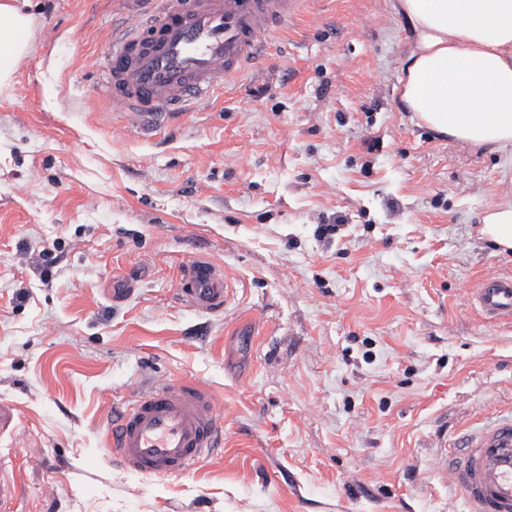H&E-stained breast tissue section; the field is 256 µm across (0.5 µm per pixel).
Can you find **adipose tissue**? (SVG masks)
I'll list each match as a JSON object with an SVG mask.
<instances>
[{
  "instance_id": "ef3b65f1",
  "label": "adipose tissue",
  "mask_w": 512,
  "mask_h": 512,
  "mask_svg": "<svg viewBox=\"0 0 512 512\" xmlns=\"http://www.w3.org/2000/svg\"><path fill=\"white\" fill-rule=\"evenodd\" d=\"M414 43L398 79L406 111L437 133L512 152V0H392ZM32 17L0 0V83L29 50ZM482 236L512 251V200L493 204Z\"/></svg>"
}]
</instances>
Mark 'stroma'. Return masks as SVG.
<instances>
[{
    "instance_id": "obj_1",
    "label": "stroma",
    "mask_w": 512,
    "mask_h": 512,
    "mask_svg": "<svg viewBox=\"0 0 512 512\" xmlns=\"http://www.w3.org/2000/svg\"><path fill=\"white\" fill-rule=\"evenodd\" d=\"M133 10L30 0L31 49L0 86V400L22 435L0 453L19 512H470L438 439L512 411V322L469 301L512 274L478 232L512 167L401 110L411 44L390 0H307L209 103L155 136L124 128L100 37ZM194 257L223 266V312L179 297ZM177 379L218 395L223 450L125 474L112 403Z\"/></svg>"
}]
</instances>
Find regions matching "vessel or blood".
Segmentation results:
<instances>
[{
  "label": "vessel or blood",
  "mask_w": 512,
  "mask_h": 512,
  "mask_svg": "<svg viewBox=\"0 0 512 512\" xmlns=\"http://www.w3.org/2000/svg\"><path fill=\"white\" fill-rule=\"evenodd\" d=\"M146 2V14L104 33V90L128 126L149 134L234 82L265 49L264 33L287 27L303 0ZM179 292L196 310H223L222 266L204 257L187 261ZM471 301L485 319L512 321V275L483 274ZM222 427L211 388L180 379L112 407L105 444L129 475L177 477L217 448ZM438 466L472 512H512V414L464 432ZM20 493L17 474L0 458V512Z\"/></svg>",
  "instance_id": "b4317fda"
}]
</instances>
